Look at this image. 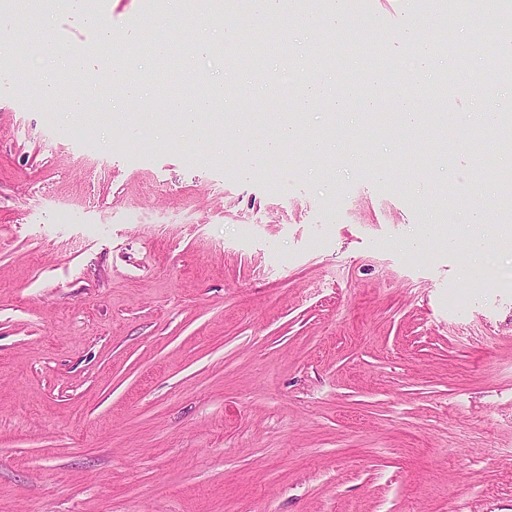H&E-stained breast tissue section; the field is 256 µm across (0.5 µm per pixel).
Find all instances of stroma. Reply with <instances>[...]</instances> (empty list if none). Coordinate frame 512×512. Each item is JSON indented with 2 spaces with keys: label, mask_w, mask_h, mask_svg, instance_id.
Returning a JSON list of instances; mask_svg holds the SVG:
<instances>
[{
  "label": "stroma",
  "mask_w": 512,
  "mask_h": 512,
  "mask_svg": "<svg viewBox=\"0 0 512 512\" xmlns=\"http://www.w3.org/2000/svg\"><path fill=\"white\" fill-rule=\"evenodd\" d=\"M484 6L353 0L392 69L374 84L373 61L329 63L304 112V58L227 68L201 13L98 0L109 43L71 9L40 36L28 14L0 19V512H512V202L496 185L512 152L483 119L512 109V86L481 81ZM317 7L298 0L280 42L321 44L301 24ZM410 28L448 33L464 61L419 80ZM146 31L176 75H223L202 124L153 83L102 101L110 64L157 72L133 44ZM47 40L78 65L58 72ZM52 75L49 104L35 86ZM352 86L381 112L441 89L445 126L373 132L357 104L331 110ZM73 93L87 114L65 112ZM289 122L301 137L275 142Z\"/></svg>",
  "instance_id": "stroma-1"
}]
</instances>
